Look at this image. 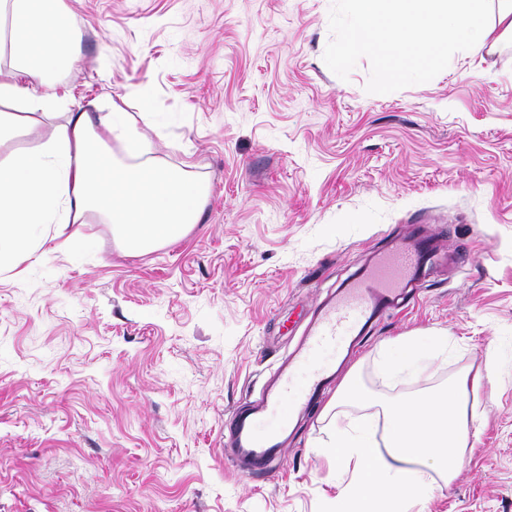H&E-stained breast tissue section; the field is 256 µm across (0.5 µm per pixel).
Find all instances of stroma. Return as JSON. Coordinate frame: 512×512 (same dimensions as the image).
<instances>
[{"label": "stroma", "mask_w": 512, "mask_h": 512, "mask_svg": "<svg viewBox=\"0 0 512 512\" xmlns=\"http://www.w3.org/2000/svg\"><path fill=\"white\" fill-rule=\"evenodd\" d=\"M69 2L65 85L146 99L157 161L210 196L177 242L130 251L93 222L83 248L0 274V512H343L331 422L383 425L385 402L490 360L456 476L405 508L512 512V47L413 73L344 57L355 0ZM417 224L435 249L416 302L336 372L370 403L326 392L276 472L240 476L224 419L296 348L279 321ZM435 332L423 373H382L384 349Z\"/></svg>", "instance_id": "35a3bbf8"}]
</instances>
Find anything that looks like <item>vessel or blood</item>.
Segmentation results:
<instances>
[{
  "instance_id": "vessel-or-blood-1",
  "label": "vessel or blood",
  "mask_w": 512,
  "mask_h": 512,
  "mask_svg": "<svg viewBox=\"0 0 512 512\" xmlns=\"http://www.w3.org/2000/svg\"><path fill=\"white\" fill-rule=\"evenodd\" d=\"M432 244L410 235L376 252L370 264L332 291L306 317L297 348L274 373L273 384L258 400L230 413L224 420V455L245 477L279 468L288 443L293 416L310 411L335 379L320 363L322 352L342 354L362 339L385 314L402 307L419 281ZM304 385H296L298 371ZM294 403L293 416H279L285 400Z\"/></svg>"
}]
</instances>
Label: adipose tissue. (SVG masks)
Instances as JSON below:
<instances>
[{"label":"adipose tissue","instance_id":"obj_1","mask_svg":"<svg viewBox=\"0 0 512 512\" xmlns=\"http://www.w3.org/2000/svg\"><path fill=\"white\" fill-rule=\"evenodd\" d=\"M350 52L404 50L410 68L459 46L493 54L512 41V0H362ZM78 52L67 0H0V272L21 275L25 262L78 248L87 215L109 224L133 251L178 241L197 224L207 183L188 168L154 158L159 134L147 107L75 98L60 77ZM37 139L14 149L17 137ZM447 337L408 336L382 360L386 375L420 368L427 349ZM468 378L442 393L394 401L385 433L373 423L334 425L325 443L350 476L340 495L353 512H403L425 499L431 470L453 478L468 446Z\"/></svg>","mask_w":512,"mask_h":512}]
</instances>
